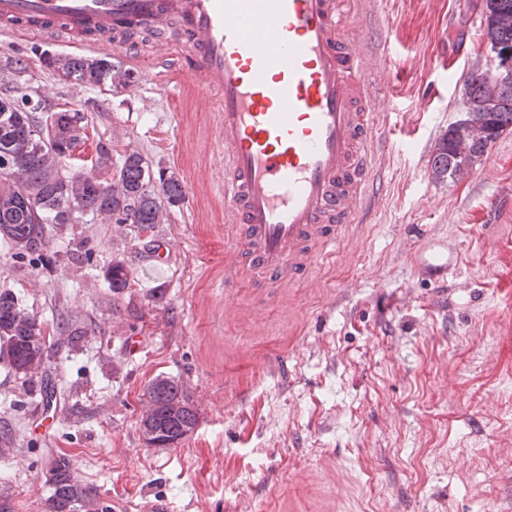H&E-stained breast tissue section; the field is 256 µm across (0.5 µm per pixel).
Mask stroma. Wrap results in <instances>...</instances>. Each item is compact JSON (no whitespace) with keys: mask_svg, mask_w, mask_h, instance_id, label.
Listing matches in <instances>:
<instances>
[{"mask_svg":"<svg viewBox=\"0 0 512 512\" xmlns=\"http://www.w3.org/2000/svg\"><path fill=\"white\" fill-rule=\"evenodd\" d=\"M376 0H347L344 25L378 92L375 151L384 195L303 279L256 287L244 268L224 289V161L219 116L200 87L158 76L154 39L115 49L131 86L58 81L45 56L78 47L0 32V83L77 108L86 137L135 149L185 191L148 230L87 220L54 229L45 257L21 260L0 237V291L43 321L52 344L44 404L0 361V495L43 512L45 472L65 457L107 512H512V130L463 180L431 159L487 64L478 0H383L388 48L365 35ZM457 58L458 76L442 63ZM23 57L15 75L8 59ZM459 251L433 280L414 260L430 239ZM167 263L155 269L153 248ZM90 263H74L75 250ZM129 286L113 293L114 262ZM89 335L71 344L67 329ZM182 381L199 413L173 448L139 430L155 377Z\"/></svg>","mask_w":512,"mask_h":512,"instance_id":"obj_1","label":"stroma"}]
</instances>
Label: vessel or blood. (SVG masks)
I'll use <instances>...</instances> for the list:
<instances>
[{
	"label": "vessel or blood",
	"mask_w": 512,
	"mask_h": 512,
	"mask_svg": "<svg viewBox=\"0 0 512 512\" xmlns=\"http://www.w3.org/2000/svg\"><path fill=\"white\" fill-rule=\"evenodd\" d=\"M343 0H0L10 33L97 41L125 22L170 25L156 63L211 93L224 153V232L258 282L304 277L379 196L368 63L340 26ZM435 275L457 252L431 251Z\"/></svg>",
	"instance_id": "obj_1"
}]
</instances>
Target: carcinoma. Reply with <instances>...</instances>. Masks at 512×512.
<instances>
[{
  "instance_id": "cac0c4a2",
  "label": "carcinoma",
  "mask_w": 512,
  "mask_h": 512,
  "mask_svg": "<svg viewBox=\"0 0 512 512\" xmlns=\"http://www.w3.org/2000/svg\"><path fill=\"white\" fill-rule=\"evenodd\" d=\"M491 10L483 36L489 49L512 47V0H489ZM47 67L59 81L81 87H127L130 71L108 58L81 55L49 58ZM466 107L470 123L448 125L431 163L438 179L458 181L507 129L512 128V80L500 81L477 70L466 80ZM86 116L71 110L40 120L6 88L0 94V235L19 256L41 255L49 245L50 227L74 224L84 214L110 223L134 224L140 230L162 223L168 207L184 198L174 173L153 169L137 150L126 152L112 173V151L99 144L95 170L69 171V160L85 137ZM113 293L128 288V273L117 262L108 272ZM49 357L43 323L25 312L9 291H0V360L8 362L28 385L43 396L42 382ZM199 415L184 384L156 377L146 386L140 420L142 438L164 439L172 445L194 432ZM49 495L45 512H104L95 493L74 475L70 462L60 457L46 477Z\"/></svg>"
}]
</instances>
